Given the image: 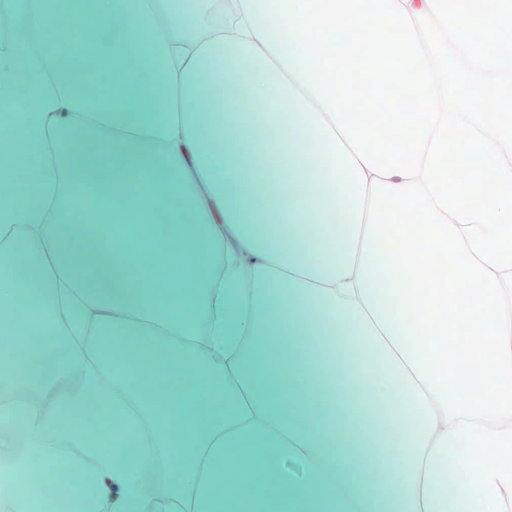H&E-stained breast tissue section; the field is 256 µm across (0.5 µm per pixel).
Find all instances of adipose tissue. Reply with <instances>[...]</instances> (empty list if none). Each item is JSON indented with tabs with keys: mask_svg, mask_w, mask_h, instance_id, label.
Wrapping results in <instances>:
<instances>
[{
	"mask_svg": "<svg viewBox=\"0 0 512 512\" xmlns=\"http://www.w3.org/2000/svg\"><path fill=\"white\" fill-rule=\"evenodd\" d=\"M288 2L96 0L111 65L74 78L86 0H13L0 73L26 86L0 104L26 165L0 177V393L29 401L0 463L28 485L69 447L70 484L95 473L107 512H144L147 469L162 512H512L502 486L454 482L461 432L368 228L374 174L323 112ZM64 172L98 213L56 192ZM132 212L150 231L113 247ZM76 372L145 454L85 445Z\"/></svg>",
	"mask_w": 512,
	"mask_h": 512,
	"instance_id": "ef3b65f1",
	"label": "adipose tissue"
}]
</instances>
